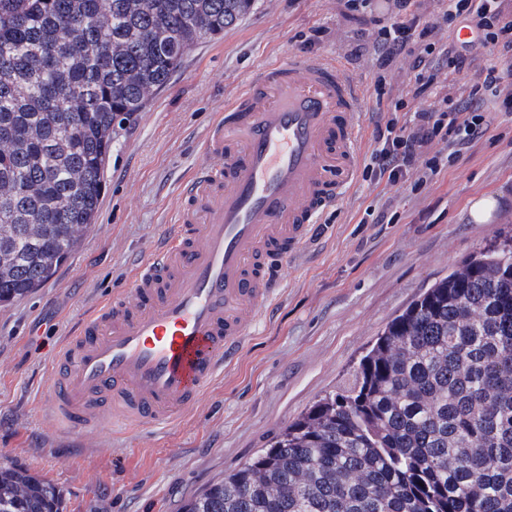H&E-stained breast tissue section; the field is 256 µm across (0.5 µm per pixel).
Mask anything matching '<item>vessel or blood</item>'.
<instances>
[{
  "label": "vessel or blood",
  "instance_id": "obj_1",
  "mask_svg": "<svg viewBox=\"0 0 512 512\" xmlns=\"http://www.w3.org/2000/svg\"><path fill=\"white\" fill-rule=\"evenodd\" d=\"M360 131L333 58L292 53L260 70L207 131L211 163L185 183L170 238L57 349L56 422L153 428L194 405L272 300L280 261L354 183Z\"/></svg>",
  "mask_w": 512,
  "mask_h": 512
}]
</instances>
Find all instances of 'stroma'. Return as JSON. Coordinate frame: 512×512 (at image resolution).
Masks as SVG:
<instances>
[{"label": "stroma", "mask_w": 512, "mask_h": 512, "mask_svg": "<svg viewBox=\"0 0 512 512\" xmlns=\"http://www.w3.org/2000/svg\"><path fill=\"white\" fill-rule=\"evenodd\" d=\"M364 29L362 14H342L336 0H253L115 130L96 220L57 275L0 306V465L52 483L62 512H182L346 385L392 318L512 224V113L489 98L486 133L432 179L357 178L281 269L274 301L256 310L237 358L190 411L152 430L82 433L55 423L54 349L101 298L128 288L133 259L170 223L182 182L208 164L210 125L257 72L291 52L335 58L361 97L357 149L368 152L412 61L379 68L357 49ZM380 74L383 99L374 94Z\"/></svg>", "instance_id": "35a3bbf8"}]
</instances>
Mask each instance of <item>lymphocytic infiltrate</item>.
Returning a JSON list of instances; mask_svg holds the SVG:
<instances>
[{
    "label": "lymphocytic infiltrate",
    "mask_w": 512,
    "mask_h": 512,
    "mask_svg": "<svg viewBox=\"0 0 512 512\" xmlns=\"http://www.w3.org/2000/svg\"><path fill=\"white\" fill-rule=\"evenodd\" d=\"M395 20L373 24L367 32L380 66L402 55H414V71L405 91L395 99L391 118L376 123L373 147L363 161V175L387 179L395 185L410 176L427 180L437 175L444 145L451 155L488 128L480 99L492 94L497 109L512 112V7L506 0H446L442 18L449 27L467 29L474 41L504 58L501 67L475 69L468 94L444 95L427 107L420 100L428 88L447 82L449 76L469 64L457 40L430 41V27L423 23L422 0H391Z\"/></svg>",
    "instance_id": "1"
}]
</instances>
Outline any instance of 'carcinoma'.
<instances>
[{"instance_id": "carcinoma-1", "label": "carcinoma", "mask_w": 512, "mask_h": 512, "mask_svg": "<svg viewBox=\"0 0 512 512\" xmlns=\"http://www.w3.org/2000/svg\"><path fill=\"white\" fill-rule=\"evenodd\" d=\"M252 0H0V303L94 223L112 130ZM0 466V512H60ZM184 512H512V229L392 319L330 392Z\"/></svg>"}]
</instances>
